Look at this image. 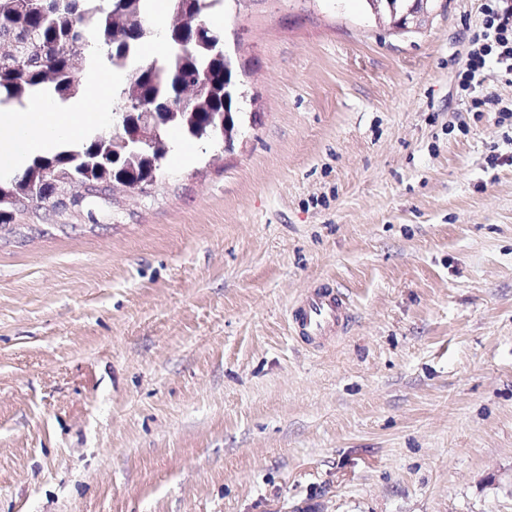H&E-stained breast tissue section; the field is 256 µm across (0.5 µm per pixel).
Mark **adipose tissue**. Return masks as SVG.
Segmentation results:
<instances>
[{
	"instance_id": "ef3b65f1",
	"label": "adipose tissue",
	"mask_w": 512,
	"mask_h": 512,
	"mask_svg": "<svg viewBox=\"0 0 512 512\" xmlns=\"http://www.w3.org/2000/svg\"><path fill=\"white\" fill-rule=\"evenodd\" d=\"M119 79L112 72H93L87 78L90 99L74 103L67 112L54 102L37 97L25 106L0 112V176L23 169L28 160L63 141L80 139L91 127L104 125L106 117L93 107L95 99L108 95Z\"/></svg>"
}]
</instances>
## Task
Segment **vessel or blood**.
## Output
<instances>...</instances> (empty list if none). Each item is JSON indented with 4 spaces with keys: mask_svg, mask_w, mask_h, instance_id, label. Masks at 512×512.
Here are the masks:
<instances>
[{
    "mask_svg": "<svg viewBox=\"0 0 512 512\" xmlns=\"http://www.w3.org/2000/svg\"><path fill=\"white\" fill-rule=\"evenodd\" d=\"M351 318L346 297L325 286L306 293L290 314L295 335L315 346L321 345L328 337L340 335Z\"/></svg>",
    "mask_w": 512,
    "mask_h": 512,
    "instance_id": "obj_1",
    "label": "vessel or blood"
}]
</instances>
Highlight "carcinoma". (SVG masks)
Instances as JSON below:
<instances>
[{
	"label": "carcinoma",
	"instance_id": "obj_1",
	"mask_svg": "<svg viewBox=\"0 0 512 512\" xmlns=\"http://www.w3.org/2000/svg\"><path fill=\"white\" fill-rule=\"evenodd\" d=\"M147 0H0V106L42 92L66 101L84 92L75 72L80 66L108 63L124 72L113 104L112 122L126 133L129 113L148 104L161 113V129H175L189 139L218 136L213 126L238 128L239 79L224 38L203 26L215 0H168L171 22L167 39L174 45L191 41L190 52L162 66L135 64L141 46L151 40ZM165 145L128 159L120 140L107 143L95 133L78 145L33 157L22 172L0 183V232L13 231L18 213L30 207H66L55 195L49 175L73 178L86 197L103 198L116 185L136 184L145 190L163 169Z\"/></svg>",
	"mask_w": 512,
	"mask_h": 512
}]
</instances>
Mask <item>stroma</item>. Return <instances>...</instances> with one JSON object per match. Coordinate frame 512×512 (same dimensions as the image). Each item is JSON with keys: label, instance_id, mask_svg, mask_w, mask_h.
Listing matches in <instances>:
<instances>
[{"label": "stroma", "instance_id": "1", "mask_svg": "<svg viewBox=\"0 0 512 512\" xmlns=\"http://www.w3.org/2000/svg\"><path fill=\"white\" fill-rule=\"evenodd\" d=\"M485 0H221L244 122L0 235V512H512V83ZM333 281L319 349L290 306ZM396 7L400 10H405L412 5L413 0H396ZM429 0H414L413 5L408 10L396 17L394 7L389 5V18L390 24L399 30H409L414 24H417L418 16L425 12V5ZM510 2V4H509ZM481 26L469 38L471 49L465 70L460 74V86L471 97V105L479 110L485 105L477 88L487 58L494 57L504 67L509 82L512 81V2L510 0H488L482 6ZM351 318L346 297L325 286L315 287L306 293L290 314L295 335L315 346H320L328 337L339 336Z\"/></svg>", "mask_w": 512, "mask_h": 512}]
</instances>
